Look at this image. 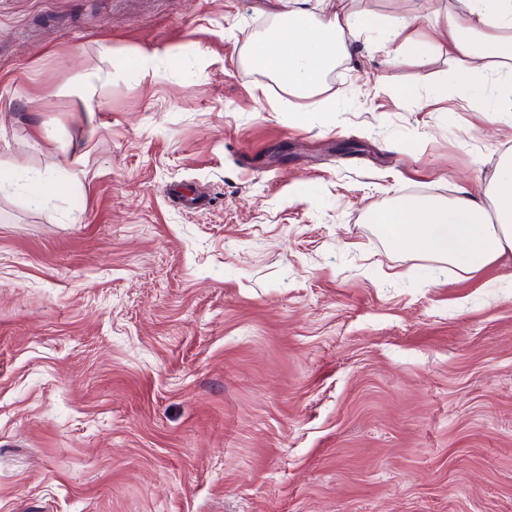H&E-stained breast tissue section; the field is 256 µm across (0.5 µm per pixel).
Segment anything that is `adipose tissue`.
<instances>
[{"label": "adipose tissue", "mask_w": 512, "mask_h": 512, "mask_svg": "<svg viewBox=\"0 0 512 512\" xmlns=\"http://www.w3.org/2000/svg\"><path fill=\"white\" fill-rule=\"evenodd\" d=\"M294 0V10L270 30L253 58L263 74L287 83L301 111L320 112L318 89L339 59L351 53L354 31L366 24L385 29L406 56L446 54L458 76L472 82L512 79V0H450L430 39L417 37L412 21L374 19L323 0L320 10ZM54 179L34 171L0 170V193L27 191L35 202L50 199ZM391 239L410 251L469 274L512 251V151L504 152L482 196L462 193L451 202H406L371 213Z\"/></svg>", "instance_id": "adipose-tissue-1"}]
</instances>
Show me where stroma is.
Wrapping results in <instances>:
<instances>
[{
	"mask_svg": "<svg viewBox=\"0 0 512 512\" xmlns=\"http://www.w3.org/2000/svg\"><path fill=\"white\" fill-rule=\"evenodd\" d=\"M291 7L0 0V167L60 183L0 194V512H512V252L461 278L369 219L482 194L512 92L363 27L290 111L251 51ZM162 63L156 50L142 49L122 66L135 71L141 80H153L158 76Z\"/></svg>",
	"mask_w": 512,
	"mask_h": 512,
	"instance_id": "1",
	"label": "stroma"
}]
</instances>
